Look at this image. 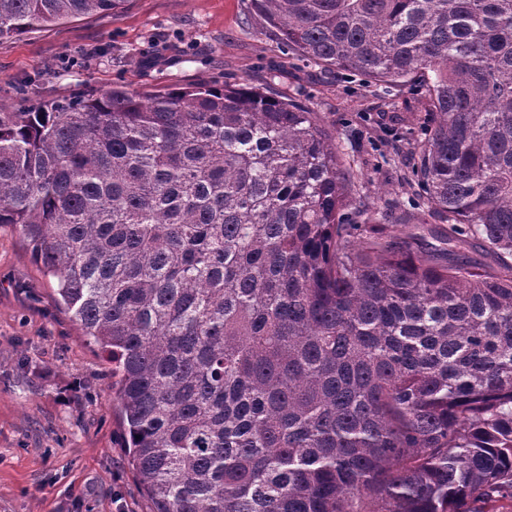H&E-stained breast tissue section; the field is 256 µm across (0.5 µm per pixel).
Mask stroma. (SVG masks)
<instances>
[{
  "instance_id": "stroma-1",
  "label": "stroma",
  "mask_w": 512,
  "mask_h": 512,
  "mask_svg": "<svg viewBox=\"0 0 512 512\" xmlns=\"http://www.w3.org/2000/svg\"><path fill=\"white\" fill-rule=\"evenodd\" d=\"M243 84L295 99L353 161L355 224L448 230L416 175L434 126L412 85L368 86L303 61L262 30L250 0H130L0 42V108L118 85ZM0 512H153L123 449L107 365L62 310L19 227L0 224Z\"/></svg>"
}]
</instances>
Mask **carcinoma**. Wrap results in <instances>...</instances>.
Returning <instances> with one entry per match:
<instances>
[{"instance_id":"1","label":"carcinoma","mask_w":512,"mask_h":512,"mask_svg":"<svg viewBox=\"0 0 512 512\" xmlns=\"http://www.w3.org/2000/svg\"><path fill=\"white\" fill-rule=\"evenodd\" d=\"M126 2L0 0V39ZM251 8L307 62L421 86L440 245L345 223L354 174L313 112L217 83L0 111V224L111 364L153 512H496L512 500V0Z\"/></svg>"}]
</instances>
